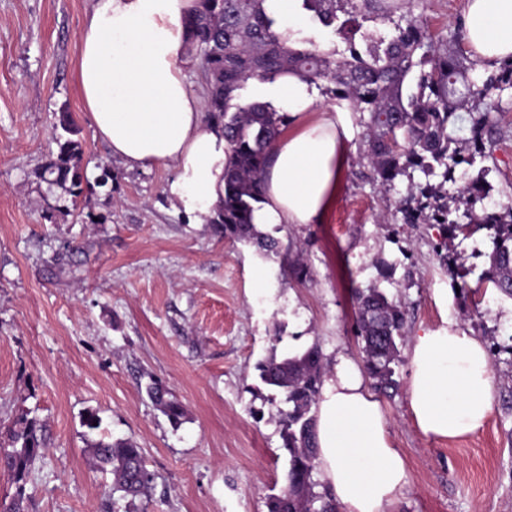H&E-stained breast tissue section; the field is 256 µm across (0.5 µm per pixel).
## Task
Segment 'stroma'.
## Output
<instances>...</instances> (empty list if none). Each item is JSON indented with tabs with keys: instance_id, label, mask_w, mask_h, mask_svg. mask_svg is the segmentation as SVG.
Masks as SVG:
<instances>
[{
	"instance_id": "obj_1",
	"label": "stroma",
	"mask_w": 512,
	"mask_h": 512,
	"mask_svg": "<svg viewBox=\"0 0 512 512\" xmlns=\"http://www.w3.org/2000/svg\"><path fill=\"white\" fill-rule=\"evenodd\" d=\"M90 0H0V448L21 415L48 446L26 479L25 512H266L285 484L277 405L257 365L319 344L326 365L361 361L355 289L406 313L399 389L381 402L408 482L390 512H512V299L481 283L487 233L448 238L406 224V179L381 190L353 121L345 175L321 224H279L286 252L264 255L196 223L169 197L173 175L111 155L78 82ZM70 113L88 182L51 186L54 123ZM489 198L512 205V100L493 115ZM308 268L287 276V264ZM465 278L453 277V263ZM451 321L489 352L491 415L471 436L435 440L413 425L405 387L414 336ZM158 381L183 405L173 425L147 397ZM130 438L154 476L151 501L113 498L89 462L83 417Z\"/></svg>"
}]
</instances>
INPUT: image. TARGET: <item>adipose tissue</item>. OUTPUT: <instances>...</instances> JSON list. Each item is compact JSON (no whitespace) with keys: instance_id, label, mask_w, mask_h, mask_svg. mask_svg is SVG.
I'll use <instances>...</instances> for the list:
<instances>
[{"instance_id":"ef3b65f1","label":"adipose tissue","mask_w":512,"mask_h":512,"mask_svg":"<svg viewBox=\"0 0 512 512\" xmlns=\"http://www.w3.org/2000/svg\"><path fill=\"white\" fill-rule=\"evenodd\" d=\"M196 0H92L80 31L79 85L97 134L113 155L149 169L169 164L167 191L198 221L224 193L229 147L204 120L178 67ZM463 42L474 59L512 58V0H468ZM253 101L289 116L273 145L258 226L320 224L336 203L351 139L349 119L320 108L316 84L294 73L254 81ZM407 402L434 439L479 432L491 409L487 352L454 323L415 336ZM317 469L339 512H387L407 483L386 415L361 366L339 358L316 407Z\"/></svg>"}]
</instances>
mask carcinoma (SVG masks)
Listing matches in <instances>:
<instances>
[{
  "instance_id": "cac0c4a2",
  "label": "carcinoma",
  "mask_w": 512,
  "mask_h": 512,
  "mask_svg": "<svg viewBox=\"0 0 512 512\" xmlns=\"http://www.w3.org/2000/svg\"><path fill=\"white\" fill-rule=\"evenodd\" d=\"M265 0H197L188 19V51L202 61L207 86L206 121L224 131L230 145L224 169V197L211 223L224 238L253 243L264 254H278L281 242L256 231L255 204L264 198L263 176L276 136L288 125V114L270 111L259 102L241 101V90L252 78L264 79L292 71L300 77L334 84L336 102L346 101L353 111L368 114V162L382 189L394 186L399 176L415 171L423 180L411 182L400 202L406 224H440L449 234L467 237L473 230L491 231L489 267L481 280L512 299V207L483 217L486 171L480 170L460 185L466 210L448 205L444 186L457 182V168L469 167L489 156L495 122L490 110L479 108L490 91L512 90V61L487 73L476 72L462 49L463 22L449 26L446 36L430 33L413 11V0H302L310 19L343 40L341 51L324 52L311 40L288 37L276 30L265 11ZM380 18L391 24L385 34L362 32L357 16ZM469 115L466 149L458 147L455 128L459 113ZM56 128L58 152L43 170L50 185L82 192L85 180L80 165L82 147L74 135L68 112L60 113ZM357 338L363 369L374 387L386 394L398 389L394 365L404 340L403 310L377 288L357 290ZM261 382L280 402L282 448L288 453L286 484L267 502V512H338L327 491L317 490L311 458L317 456L315 409L324 382V357L319 344L304 351L258 365ZM149 399L172 421L181 424L182 404L156 382L146 385ZM13 430L12 445L0 449V465L16 484V497L0 512H22L23 481L45 450L41 426L21 417ZM93 466L112 475V494L130 502L147 497L153 477L142 448L130 438L89 443Z\"/></svg>"
}]
</instances>
